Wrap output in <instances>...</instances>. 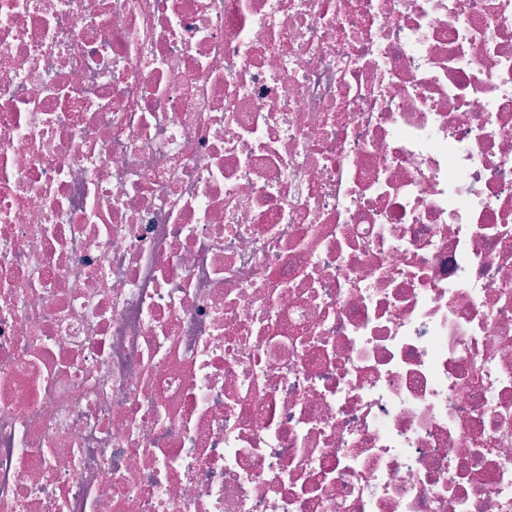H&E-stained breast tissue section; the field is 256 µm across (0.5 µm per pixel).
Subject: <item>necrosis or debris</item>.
I'll list each match as a JSON object with an SVG mask.
<instances>
[{
	"label": "necrosis or debris",
	"mask_w": 512,
	"mask_h": 512,
	"mask_svg": "<svg viewBox=\"0 0 512 512\" xmlns=\"http://www.w3.org/2000/svg\"><path fill=\"white\" fill-rule=\"evenodd\" d=\"M0 512H512V0H0Z\"/></svg>",
	"instance_id": "4bbe7bcc"
}]
</instances>
